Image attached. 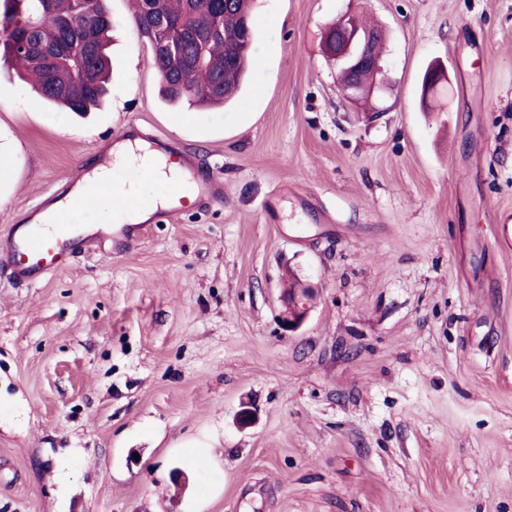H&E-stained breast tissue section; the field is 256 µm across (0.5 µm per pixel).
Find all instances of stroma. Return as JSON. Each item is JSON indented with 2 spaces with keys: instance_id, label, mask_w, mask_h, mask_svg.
<instances>
[{
  "instance_id": "35a3bbf8",
  "label": "stroma",
  "mask_w": 512,
  "mask_h": 512,
  "mask_svg": "<svg viewBox=\"0 0 512 512\" xmlns=\"http://www.w3.org/2000/svg\"><path fill=\"white\" fill-rule=\"evenodd\" d=\"M109 8L100 111L57 122L0 63V245L135 130L222 192L37 283L0 269V512H512V0H256L261 66L191 123ZM348 11L387 31L374 115L322 50ZM301 287L290 288L286 297L284 323L288 330L298 329L309 314L306 298L309 300L314 296L315 288L309 284H301ZM288 307H290L289 311Z\"/></svg>"
}]
</instances>
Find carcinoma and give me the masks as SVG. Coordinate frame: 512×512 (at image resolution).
Segmentation results:
<instances>
[{"mask_svg": "<svg viewBox=\"0 0 512 512\" xmlns=\"http://www.w3.org/2000/svg\"><path fill=\"white\" fill-rule=\"evenodd\" d=\"M43 0H4L0 57L15 63L20 80L56 112L85 114L105 102L110 76L107 54L112 15L108 0H51L69 30L43 17ZM133 24L149 44L160 78L162 99L197 107L229 103L250 71L260 65L253 53L254 29L224 14V0H135ZM56 45L72 64L54 70L39 58L43 45Z\"/></svg>", "mask_w": 512, "mask_h": 512, "instance_id": "carcinoma-1", "label": "carcinoma"}]
</instances>
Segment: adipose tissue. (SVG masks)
<instances>
[{
    "instance_id": "1",
    "label": "adipose tissue",
    "mask_w": 512,
    "mask_h": 512,
    "mask_svg": "<svg viewBox=\"0 0 512 512\" xmlns=\"http://www.w3.org/2000/svg\"><path fill=\"white\" fill-rule=\"evenodd\" d=\"M139 170L143 179L139 182H122L118 179L120 171ZM183 171L177 163L168 160L166 155L151 149L145 141L124 142L114 153L110 164L96 165L86 174L82 183L67 194L66 202H73L88 194H94L96 188L103 184L115 186L119 195L138 197L155 194L157 185L169 184L181 178Z\"/></svg>"
}]
</instances>
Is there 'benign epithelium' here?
<instances>
[{
	"mask_svg": "<svg viewBox=\"0 0 512 512\" xmlns=\"http://www.w3.org/2000/svg\"><path fill=\"white\" fill-rule=\"evenodd\" d=\"M377 34L364 28L358 16L352 12H346L339 16L323 32L322 45L326 56L336 61L337 73L345 71L357 73L361 70H371L379 79L375 80L371 92L384 90L388 85L385 65L376 49ZM447 81L446 73L442 66H433L429 78L422 86L424 96L437 92L438 86ZM315 288L304 284L300 288H292L286 297L284 323L290 330L299 328L309 314L306 300L312 298Z\"/></svg>",
	"mask_w": 512,
	"mask_h": 512,
	"instance_id": "benign-epithelium-1",
	"label": "benign epithelium"
}]
</instances>
